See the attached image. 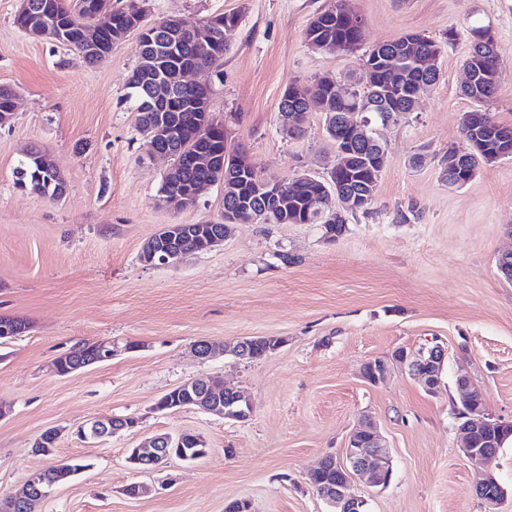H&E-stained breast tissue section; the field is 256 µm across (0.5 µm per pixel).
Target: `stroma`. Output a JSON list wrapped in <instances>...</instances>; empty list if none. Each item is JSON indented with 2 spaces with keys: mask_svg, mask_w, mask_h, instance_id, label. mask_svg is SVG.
Wrapping results in <instances>:
<instances>
[{
  "mask_svg": "<svg viewBox=\"0 0 512 512\" xmlns=\"http://www.w3.org/2000/svg\"><path fill=\"white\" fill-rule=\"evenodd\" d=\"M330 3L148 0V8L152 20L193 24L241 13L221 72L205 75L211 108L258 172L277 180L336 162L322 113H308L304 137L281 138L278 102L288 82L364 80L366 52L407 32L442 42L434 89L414 112L377 128L388 155L371 214L349 219L333 238L319 224H239L218 249L146 267L138 255L162 225L221 220L222 190L211 187L179 212L159 202L166 164L147 156L125 100L135 34L90 67L68 47L25 34L14 23L19 0H0V85L18 98L11 123L0 127V315L28 324L0 346V405L8 409L0 419V496L20 491L51 461L77 457L86 470L57 486L38 512H224L235 500L248 501L251 512H330L308 473L325 455H343L369 416L393 475L384 488L351 480L368 512H512V443L485 465L506 490L490 507L474 494L477 468L455 433L461 374L490 413L512 419V282L496 267L512 250V158L482 166L459 188L440 177V160L459 143L460 117L472 108L461 94L472 22L490 26L505 52L488 108L512 125V0H353L364 27L348 57L305 43L308 23ZM452 29L461 36L449 45ZM33 147L63 172L62 200L15 185ZM411 202L419 219L394 223ZM249 336L284 344L248 363L229 353L203 360L193 350L202 339L231 346ZM101 339L123 346L111 362L64 377L50 372L62 351ZM431 341L448 350L437 393L398 369L376 385L363 378L366 360ZM201 375L243 390L251 416L155 410L164 393ZM113 416L139 425L78 437L79 426ZM54 427L62 434L53 455L33 453L38 435ZM182 432L200 435L207 456L130 469L127 452L141 439ZM134 482L149 493L126 496Z\"/></svg>",
  "mask_w": 512,
  "mask_h": 512,
  "instance_id": "obj_1",
  "label": "stroma"
}]
</instances>
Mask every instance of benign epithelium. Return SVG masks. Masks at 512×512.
<instances>
[{"mask_svg":"<svg viewBox=\"0 0 512 512\" xmlns=\"http://www.w3.org/2000/svg\"><path fill=\"white\" fill-rule=\"evenodd\" d=\"M204 188L197 187L191 193L183 195L176 191L169 196L167 208L181 210L189 204L196 203ZM118 352V345L110 340L96 342L92 356L65 365L66 353L57 355L50 363V371L58 376H66L94 364L112 360ZM447 358V349L440 344L425 345L416 351H403L396 361L391 358H374L364 362L363 377L370 383L377 384L389 375L393 368L408 373L429 393H436L440 384L438 370L443 368ZM198 393L193 399L195 407L210 414L224 418L244 420L250 412L246 410L224 411V407L234 405V400L224 399L233 391L224 388L219 381L209 375L196 378ZM458 389L462 392L461 407L458 419L461 423L456 427L457 445L460 452L473 464H483L497 455L507 438L512 436V419L493 417L486 409H475V393L469 376L461 375L456 379ZM89 431L81 434L83 439H97L121 431L137 427V423L128 422L126 417H114L108 421L92 420L88 422ZM172 436L168 434L154 435L144 440L133 449L127 457L130 467L136 471L146 470L158 465L168 458V445ZM345 459L336 461V465L346 475H362L369 478L375 486L386 487L392 478V464L387 447L383 444L375 421L368 419L354 430L348 437L344 451ZM53 486L44 483L42 473L31 474L26 482L25 490L19 496L0 498V509L4 512H32L34 502L50 495ZM476 496L487 504L497 503L505 493V489L490 472L481 474L475 486ZM320 496L336 512H367V501L347 492V487L340 484L320 493Z\"/></svg>","mask_w":512,"mask_h":512,"instance_id":"7a95c632","label":"benign epithelium"}]
</instances>
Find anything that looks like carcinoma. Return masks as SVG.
Wrapping results in <instances>:
<instances>
[{
    "label": "carcinoma",
    "instance_id": "obj_1",
    "mask_svg": "<svg viewBox=\"0 0 512 512\" xmlns=\"http://www.w3.org/2000/svg\"><path fill=\"white\" fill-rule=\"evenodd\" d=\"M148 0H137L135 13L128 4L118 7L112 0H30L32 17L48 18V37L76 50L84 62L95 66L112 54L109 28L122 27L137 32L134 48L136 65L128 82L126 101L136 112V131L143 143L157 141V146L171 159V168L161 178L157 193L166 200L170 190L188 191L201 182L224 190V207L239 209L244 219L265 223L321 224L328 234H340L348 216L356 212L336 211V197H374V190L386 165V150L375 132L362 140L353 136L349 123L357 113L370 117L371 124L397 122L402 114L416 106L418 93L434 87L440 72H420L410 67L408 59L442 54V44L417 32L378 43L366 54L367 81L361 84L350 75L341 79L349 86L344 96L336 92V79H315L304 92L289 83L278 103L280 123L295 112L324 114V129L336 144V163L324 177L308 175L282 180L283 192L269 197L258 189V181L249 172L224 168V156L240 151L229 146L224 122L211 110L212 89L188 86L171 77L177 68H213L221 65L238 28L237 14L217 13L206 18L210 39L197 43L179 19L167 18L158 24L146 21ZM360 15L350 0H333L318 12L305 30V42L316 51L349 56L357 49L362 36ZM471 49L463 62L471 73V81L463 85L462 94L474 108L461 122V141L441 159L442 178L451 186L468 184L482 165L500 155L502 144L497 130L502 127L484 105L497 91L496 75L504 51L488 26L469 27ZM173 124L178 135L156 139L155 129ZM44 151L31 148L16 171L17 184L40 195L59 200L66 195L67 183L60 170L45 163ZM224 235V224H181L176 249L186 255L202 252L211 236ZM280 340L276 337L252 338V360L274 352ZM202 450L192 441V433L174 440L169 455L193 456ZM83 466L77 458L43 470L47 481L55 482ZM343 477L333 463H325L310 475L318 485L335 484Z\"/></svg>",
    "mask_w": 512,
    "mask_h": 512
}]
</instances>
